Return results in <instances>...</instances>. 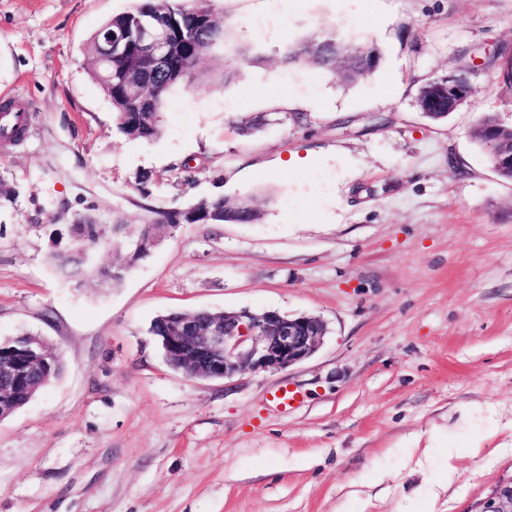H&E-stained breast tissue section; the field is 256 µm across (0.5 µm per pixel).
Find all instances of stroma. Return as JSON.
I'll list each match as a JSON object with an SVG mask.
<instances>
[{"label":"stroma","mask_w":512,"mask_h":512,"mask_svg":"<svg viewBox=\"0 0 512 512\" xmlns=\"http://www.w3.org/2000/svg\"><path fill=\"white\" fill-rule=\"evenodd\" d=\"M137 4L0 0V93L33 116L0 146V339L39 335L63 362L0 421V512H421L436 469L392 451L450 438L486 450L455 460L436 512H477L512 481V181L473 138L481 113L512 123L489 63L512 47V0H193L225 40L204 81L170 89L150 144L115 130L88 59ZM327 34L374 45L377 68L344 84L285 63ZM466 65L468 104L429 121L420 87ZM216 192L260 220L162 228L117 285L103 271L121 235L88 277L50 260L84 213L131 234ZM192 309L316 316L327 332L287 369L190 378L149 328Z\"/></svg>","instance_id":"35a3bbf8"}]
</instances>
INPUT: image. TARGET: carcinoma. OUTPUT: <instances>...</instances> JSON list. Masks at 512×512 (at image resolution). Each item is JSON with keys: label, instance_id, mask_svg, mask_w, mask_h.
<instances>
[{"label": "carcinoma", "instance_id": "obj_1", "mask_svg": "<svg viewBox=\"0 0 512 512\" xmlns=\"http://www.w3.org/2000/svg\"><path fill=\"white\" fill-rule=\"evenodd\" d=\"M165 19L171 32L169 60L163 64L164 75L150 80L143 89L149 98V108L140 99L132 97L127 88L126 76L135 70L151 73L153 62L142 55L139 35L142 28ZM112 29L127 33L125 48L112 53V59L95 64L92 73L105 87L111 101L113 122L123 135L150 143L162 132V112L168 91L194 75V70L206 59L212 47L221 40L218 21L210 10L190 5L189 0H139L131 11L109 18L91 38V50L103 43V34ZM378 50L367 43L349 47L341 45L335 37H311L293 47L286 55L287 63L306 62L328 71L342 82L372 73L378 65ZM506 127L494 113L484 114L474 130V138L480 146L489 145L488 135ZM153 224H250L260 219V213L247 202L231 204L221 194L200 197L182 208L154 211ZM152 229L145 225L139 234L113 255L109 278L112 283L121 282L128 267L148 255L142 245ZM79 247L83 253L62 255L54 253L51 260L56 268L70 276L87 271L88 254L102 244L105 228L88 216L78 227ZM31 392L20 384L0 394V405L20 409L28 403Z\"/></svg>", "mask_w": 512, "mask_h": 512}]
</instances>
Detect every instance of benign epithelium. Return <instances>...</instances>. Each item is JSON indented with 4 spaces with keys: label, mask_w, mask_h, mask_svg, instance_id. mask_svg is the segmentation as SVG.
I'll return each mask as SVG.
<instances>
[{
    "label": "benign epithelium",
    "mask_w": 512,
    "mask_h": 512,
    "mask_svg": "<svg viewBox=\"0 0 512 512\" xmlns=\"http://www.w3.org/2000/svg\"><path fill=\"white\" fill-rule=\"evenodd\" d=\"M143 54L163 60L170 52V39L163 26H150L140 36ZM448 99L457 109L468 102L472 85L452 75L446 77ZM495 154V171H512V140H502ZM325 333L324 323L312 316L289 317L277 311L254 313L249 310L224 313L186 335V322L169 327L162 344L168 364L191 377L231 378L241 372L278 371L310 357ZM52 355L38 336H26L19 351L0 357V382L7 386L19 377L27 380L50 367ZM479 512H512V483L498 487L481 504Z\"/></svg>",
    "instance_id": "benign-epithelium-1"
}]
</instances>
